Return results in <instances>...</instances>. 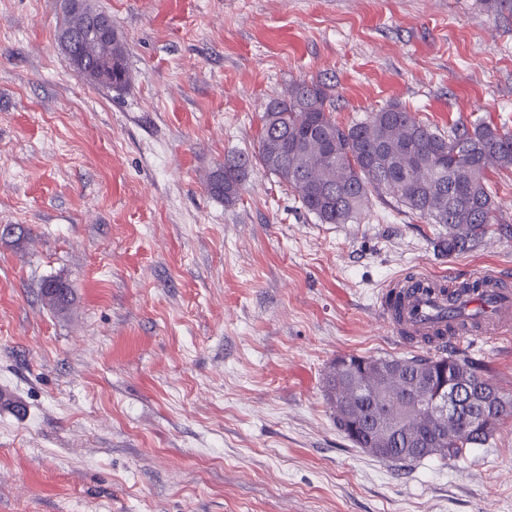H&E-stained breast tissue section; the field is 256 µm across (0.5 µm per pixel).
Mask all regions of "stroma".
Wrapping results in <instances>:
<instances>
[{"instance_id": "35a3bbf8", "label": "stroma", "mask_w": 512, "mask_h": 512, "mask_svg": "<svg viewBox=\"0 0 512 512\" xmlns=\"http://www.w3.org/2000/svg\"><path fill=\"white\" fill-rule=\"evenodd\" d=\"M128 84H91L59 44L63 0H0V512H512V426L407 467L337 431L343 356H411L378 297L420 271L512 277V238L436 256L438 225L392 198L321 224L254 167L271 99L332 88L339 124L390 102L439 129L512 132L503 0H90ZM72 283L67 314L40 287ZM464 356L512 393V338Z\"/></svg>"}]
</instances>
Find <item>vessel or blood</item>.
<instances>
[{
  "label": "vessel or blood",
  "mask_w": 512,
  "mask_h": 512,
  "mask_svg": "<svg viewBox=\"0 0 512 512\" xmlns=\"http://www.w3.org/2000/svg\"><path fill=\"white\" fill-rule=\"evenodd\" d=\"M427 274H418L417 278L401 275L387 286L386 295H404L405 301L400 313H393L388 305H381L380 313L385 319L393 335L409 333L415 336H426L436 328L446 326L450 311H462L475 306L476 301L468 296L448 298L444 294L426 295L420 292L410 293L412 281H427ZM482 282L488 289L484 301L491 311L490 316L476 326L457 329L450 339L451 344H475L494 336L512 334V290L504 288V277L499 273L482 275Z\"/></svg>",
  "instance_id": "obj_1"
}]
</instances>
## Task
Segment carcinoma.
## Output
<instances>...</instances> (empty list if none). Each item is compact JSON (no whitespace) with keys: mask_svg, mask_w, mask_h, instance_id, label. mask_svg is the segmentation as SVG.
Wrapping results in <instances>:
<instances>
[{"mask_svg":"<svg viewBox=\"0 0 512 512\" xmlns=\"http://www.w3.org/2000/svg\"><path fill=\"white\" fill-rule=\"evenodd\" d=\"M65 25L78 36L82 73L106 87L101 68L112 62V88L126 86L129 71L122 38L98 37L82 15L68 12ZM331 94L323 83L298 82L272 100L254 155L231 153L207 188L231 204L254 163L286 183L301 207L321 224H357L372 197L397 204L444 232L433 242L443 257L462 253L489 233L512 238L511 224L493 223L498 203L487 183L492 166L512 168V134L482 121L439 130L399 103L369 112L348 126L332 118ZM483 287L466 282L457 289L429 282L425 291L448 295ZM48 305L65 311L73 292L64 280L41 288ZM448 373L469 396L451 420L434 417L423 403L436 396L432 373ZM336 430L356 448L384 449L380 459L410 465L426 457L453 461L484 446L512 421V395L485 376L478 362L451 354L411 357L348 356L336 359L324 380ZM418 446L412 455L405 450Z\"/></svg>","mask_w":512,"mask_h":512,"instance_id":"carcinoma-1","label":"carcinoma"}]
</instances>
